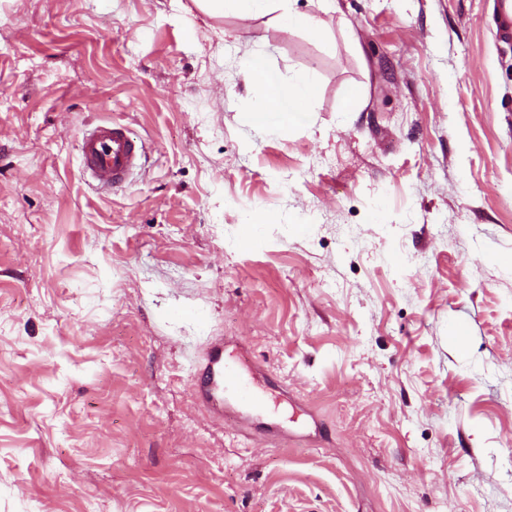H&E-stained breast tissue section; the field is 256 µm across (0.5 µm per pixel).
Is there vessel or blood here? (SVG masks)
I'll return each instance as SVG.
<instances>
[{"label":"vessel or blood","instance_id":"vessel-or-blood-1","mask_svg":"<svg viewBox=\"0 0 512 512\" xmlns=\"http://www.w3.org/2000/svg\"><path fill=\"white\" fill-rule=\"evenodd\" d=\"M497 37L512 48V0H496ZM141 139L126 125L102 122L83 132L79 140L81 172L98 190L124 187L139 166ZM196 398L214 415L239 423L262 419L264 402L255 389L254 374L226 363L222 346H214L201 377L194 385Z\"/></svg>","mask_w":512,"mask_h":512}]
</instances>
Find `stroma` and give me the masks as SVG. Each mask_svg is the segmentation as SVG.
Wrapping results in <instances>:
<instances>
[{
  "label": "stroma",
  "mask_w": 512,
  "mask_h": 512,
  "mask_svg": "<svg viewBox=\"0 0 512 512\" xmlns=\"http://www.w3.org/2000/svg\"><path fill=\"white\" fill-rule=\"evenodd\" d=\"M334 5L0 0V512H512L495 0ZM256 53L315 79L277 133ZM99 121L145 143L124 190L83 180ZM218 341L277 433L194 399ZM211 15L224 13L268 14L276 12V19L285 29L318 30L319 21L311 15L294 9L295 0H196Z\"/></svg>",
  "instance_id": "stroma-1"
}]
</instances>
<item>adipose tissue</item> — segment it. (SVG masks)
I'll return each mask as SVG.
<instances>
[{"instance_id":"ef3b65f1","label":"adipose tissue","mask_w":512,"mask_h":512,"mask_svg":"<svg viewBox=\"0 0 512 512\" xmlns=\"http://www.w3.org/2000/svg\"><path fill=\"white\" fill-rule=\"evenodd\" d=\"M209 14L275 13L277 20L287 29L315 30L318 20L294 9V0H198ZM253 92L251 117L258 125H266L270 114H282L292 120L296 113L307 111L315 96V81L308 73H298L288 79L272 83L266 78L260 58H253L250 68Z\"/></svg>"}]
</instances>
